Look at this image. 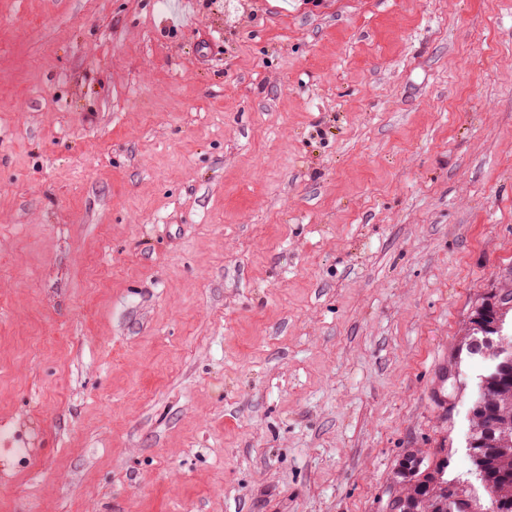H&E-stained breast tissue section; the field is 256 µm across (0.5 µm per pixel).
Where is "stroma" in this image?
Masks as SVG:
<instances>
[{
    "instance_id": "obj_1",
    "label": "stroma",
    "mask_w": 512,
    "mask_h": 512,
    "mask_svg": "<svg viewBox=\"0 0 512 512\" xmlns=\"http://www.w3.org/2000/svg\"><path fill=\"white\" fill-rule=\"evenodd\" d=\"M509 268L512 0H0V512L467 478Z\"/></svg>"
}]
</instances>
